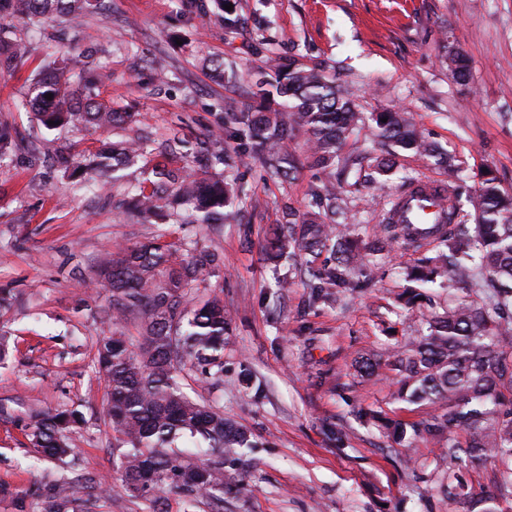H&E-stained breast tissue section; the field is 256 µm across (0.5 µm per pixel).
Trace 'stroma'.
Returning a JSON list of instances; mask_svg holds the SVG:
<instances>
[{
    "instance_id": "obj_1",
    "label": "stroma",
    "mask_w": 512,
    "mask_h": 512,
    "mask_svg": "<svg viewBox=\"0 0 512 512\" xmlns=\"http://www.w3.org/2000/svg\"><path fill=\"white\" fill-rule=\"evenodd\" d=\"M231 3L241 19L234 30L225 29L218 0H104L62 35L51 23L29 33L19 18L0 21L28 46L17 66L0 65V122L26 138L0 166V289L14 297L0 308V337L9 344L0 364V512H16V495L76 477L110 481L101 512H150L148 501L121 487L96 366L98 339H137L141 320H113L109 293L87 284L113 246L156 236L222 257L193 293L224 301L223 383L192 367L183 372L191 397L216 406L254 442L224 463L221 512H452L438 491L442 442L423 435L397 447L376 422H419L426 411L397 401L392 378L361 375L357 363L389 359L420 334L430 311L446 309L460 284L437 280L429 310L399 304L403 272L430 254L426 246L390 252L336 300L315 301L305 262L269 260L264 246L289 210L323 214L320 195L331 181L339 186L337 223L357 225L368 243L389 200L410 182L452 183L464 224L484 171L512 192V0ZM452 48L470 60L469 83L448 74ZM63 54L106 74L95 92L128 113L124 137L165 154L171 168L224 178L239 199L225 207L223 223L142 222L127 209L126 187L141 178L136 166L123 181L85 192L51 166L47 148L71 146L86 160L111 137L81 125L45 129L22 107L32 80ZM278 55L306 67L335 63L363 115L410 112L427 139L455 156L456 171L406 155L388 181L371 180L382 148L367 121L341 149L361 169L359 180L311 166L300 132L288 147L294 178L263 167L229 138L226 121L261 102L256 72ZM55 410L83 418L65 465L36 459L28 437L33 414Z\"/></svg>"
}]
</instances>
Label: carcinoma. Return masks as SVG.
Instances as JSON below:
<instances>
[{"label":"carcinoma","instance_id":"obj_1","mask_svg":"<svg viewBox=\"0 0 512 512\" xmlns=\"http://www.w3.org/2000/svg\"><path fill=\"white\" fill-rule=\"evenodd\" d=\"M100 0H0V13L18 15L36 26L49 16L70 23L97 7ZM24 42L0 26V63L20 61ZM276 94L288 99V111L265 109L234 112L230 123L250 131L248 151L263 166L289 176L295 166L288 143L302 132L310 145L312 163L321 168L345 166L342 146L362 121L361 113L336 83L327 66L297 68L273 65ZM83 69L70 57L53 62L51 72L35 80L26 106L48 130L75 122L103 130L118 129L127 115L97 99L82 83ZM448 73L457 82L472 78L468 58L448 53ZM52 94V100L45 95ZM375 139L388 150L375 158L381 177L395 172L402 154L422 155L444 168L455 159L440 151L412 124L406 113L386 110L373 115ZM23 138L0 127V164L12 156ZM148 145L112 140L98 149L87 167L75 154L59 150L53 162L63 174L88 173L92 184H108L117 172L140 160L152 164L136 189L139 216L146 222L175 205L204 224L224 218L228 201L222 178H200L188 170H174L150 160ZM474 223L459 224L458 196L440 224H383L382 241L391 249H419L431 242L436 252L407 269L420 284L439 278L470 284L441 315L427 320V333L399 347L393 359L371 358L359 369L374 374L389 370L399 377L397 399L433 410L415 425L444 441L448 471L440 493L454 512H501L498 501L512 499V193L487 174L470 199ZM355 225L319 221L314 213L288 212V223L272 228L266 239L269 257L285 255L314 262L328 251L334 261L312 271L317 299L337 297V289L352 274L368 275L369 260L354 245ZM214 253H194L172 243L152 239L132 247L115 248L100 266L97 285L110 292L112 317L141 314L136 342L123 336L99 340L97 366L107 389L106 417L120 449L119 469L127 494L157 502V495L174 490L191 502L224 496V456L252 444L247 432L210 405L190 399L182 390L185 364L215 380L224 372L226 318L224 302L190 299L191 289L208 268L217 264ZM492 283L494 293L480 295L479 279ZM81 424L75 411H55L38 417L29 433L31 444L47 459L63 462L73 453L70 435ZM207 443L209 459L191 464L182 459L179 442ZM484 471L490 486L474 485L468 475ZM101 495L93 478L59 481L30 503L20 497L18 512H95Z\"/></svg>","mask_w":512,"mask_h":512}]
</instances>
